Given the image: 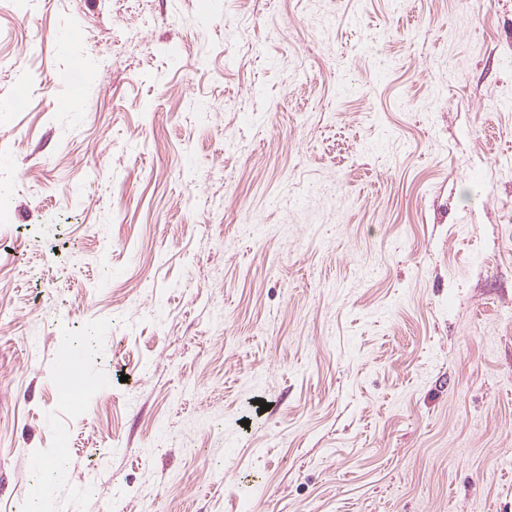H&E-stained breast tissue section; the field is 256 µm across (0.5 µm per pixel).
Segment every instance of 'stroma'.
<instances>
[{
    "instance_id": "obj_1",
    "label": "stroma",
    "mask_w": 512,
    "mask_h": 512,
    "mask_svg": "<svg viewBox=\"0 0 512 512\" xmlns=\"http://www.w3.org/2000/svg\"><path fill=\"white\" fill-rule=\"evenodd\" d=\"M0 147V512H512V0H0ZM55 373L60 385L68 393H83L88 389L81 362L74 356H59L56 360Z\"/></svg>"
}]
</instances>
